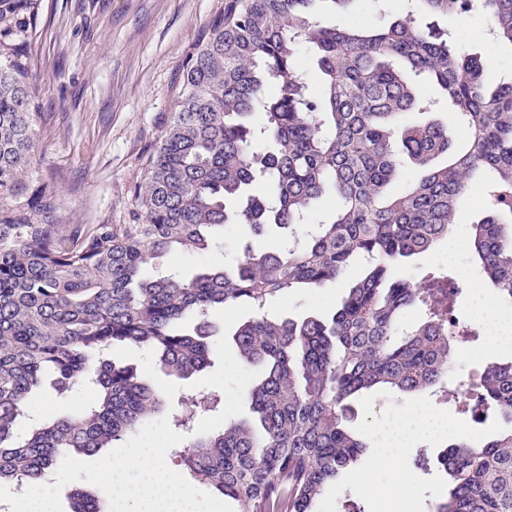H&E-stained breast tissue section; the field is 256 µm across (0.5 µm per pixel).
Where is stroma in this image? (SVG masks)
Segmentation results:
<instances>
[{
	"label": "stroma",
	"instance_id": "35a3bbf8",
	"mask_svg": "<svg viewBox=\"0 0 512 512\" xmlns=\"http://www.w3.org/2000/svg\"><path fill=\"white\" fill-rule=\"evenodd\" d=\"M223 7L224 0H45L37 35L28 48L35 60L31 85L47 117L31 170L54 186L59 223H131L134 188L146 177L148 159L170 120L178 93V67ZM432 23L438 29L454 30L466 53L485 59L487 82L512 75V46H495L477 37L489 27L487 15L436 17ZM247 243L243 229H233L205 256L171 254L166 261L190 274L203 266L235 262ZM447 253V241H440L428 255L402 264L398 274L415 281L455 275V268L444 261ZM361 272L356 265L336 284L318 291L297 289L272 309L293 318L331 316ZM253 313L251 303L241 302L213 315L219 331L213 339V364L187 380L167 376L157 355L147 349L121 346L114 355L134 364L170 402L190 392L221 393L223 417L201 415L194 423L197 431L212 432L224 420L250 416L240 392L259 372L239 362L231 333ZM470 377L469 367L464 366L449 375L442 391L411 397L375 390L357 400L347 426L366 445L362 463L325 488L316 504L318 512H343L349 502L358 503L364 512H431L447 489L437 462L442 442L414 444L402 460L413 479L401 489L374 464L386 444L380 423L401 406L415 403L440 410L459 440L480 442L511 427L505 417L481 414L474 401L461 398ZM69 466L76 482L57 478L37 486L39 492L54 497L57 512H70L68 494L75 485L111 499V487L95 477L97 456L72 454Z\"/></svg>",
	"mask_w": 512,
	"mask_h": 512
}]
</instances>
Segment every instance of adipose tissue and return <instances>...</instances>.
<instances>
[{"label":"adipose tissue","instance_id":"obj_1","mask_svg":"<svg viewBox=\"0 0 512 512\" xmlns=\"http://www.w3.org/2000/svg\"><path fill=\"white\" fill-rule=\"evenodd\" d=\"M440 427V418L418 406L399 409L376 465L387 470L395 485L409 484L400 460L417 441L435 437ZM98 476L112 488L113 512H191L194 506L180 476L156 454L101 457Z\"/></svg>","mask_w":512,"mask_h":512}]
</instances>
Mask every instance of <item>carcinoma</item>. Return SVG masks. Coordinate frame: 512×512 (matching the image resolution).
<instances>
[{
  "instance_id": "1",
  "label": "carcinoma",
  "mask_w": 512,
  "mask_h": 512,
  "mask_svg": "<svg viewBox=\"0 0 512 512\" xmlns=\"http://www.w3.org/2000/svg\"><path fill=\"white\" fill-rule=\"evenodd\" d=\"M356 0H224L184 58L171 119L134 192L131 224L57 223L55 193L32 187L42 113L29 82L28 42L41 0H0V485L37 482L73 453L112 447L162 410L165 396L112 356L120 344L159 354L171 376L210 366L206 317L242 301L260 309L237 326L236 354L264 374L247 390L259 425L229 421L197 433L182 462L191 478L236 502V512H314L325 487L356 466L365 444L344 425L349 401L373 389L429 390L448 375L455 282L390 280L391 264L448 238L471 174L488 169L489 213L472 225V260L512 303V79L494 89L485 65L424 14H466L470 0H415L416 13L374 30L313 15ZM494 42L512 45V0H485ZM436 84L470 130L457 153L448 127L414 122ZM447 158L443 166L437 165ZM412 164L404 192L389 185ZM336 200L333 218L279 251L246 250L236 267L157 272L168 253L205 254L230 226L255 236L293 231L312 204ZM365 276L328 321L273 318L265 303L336 282L352 262ZM427 298V318L399 331ZM62 396L92 385L96 403L16 435L47 371ZM476 406L512 421V359L473 382ZM202 394L171 414L190 428ZM448 490L433 512H512V428L484 443L454 442L438 457ZM73 512H107L79 488Z\"/></svg>"
}]
</instances>
